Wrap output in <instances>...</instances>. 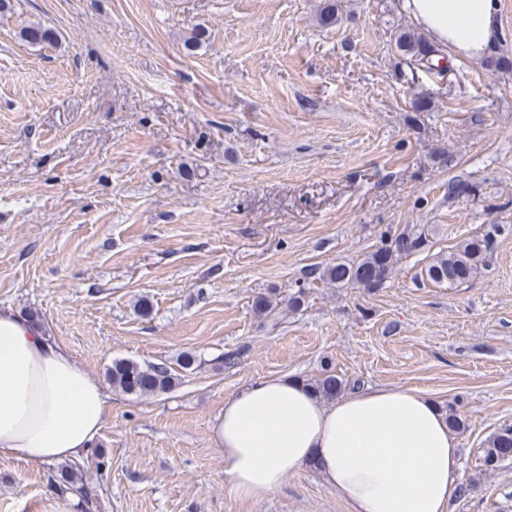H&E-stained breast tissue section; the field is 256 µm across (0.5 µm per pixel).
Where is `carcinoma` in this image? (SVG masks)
<instances>
[{"mask_svg":"<svg viewBox=\"0 0 512 512\" xmlns=\"http://www.w3.org/2000/svg\"><path fill=\"white\" fill-rule=\"evenodd\" d=\"M20 37L30 44H42L53 40V33L37 24L26 27ZM397 48L409 55L417 65L431 69L439 66L445 55L438 52L419 33L401 31L396 34ZM429 229L420 226L405 228L398 234L381 236L370 252L357 262L338 261L325 267L320 278L338 288H357L374 292L395 273L399 262L420 252L427 245ZM500 226L487 224L482 233L468 237L447 253L439 254L425 267L423 276L438 286L456 288L475 277L492 254ZM106 378L112 388L127 395H157L173 390L180 375L162 364H140L129 359H115L106 370ZM308 388L321 399L331 402L337 397L361 386L359 380H347L328 368L315 378L306 381ZM512 460V426L493 433L483 449V466L494 470Z\"/></svg>","mask_w":512,"mask_h":512,"instance_id":"carcinoma-1","label":"carcinoma"}]
</instances>
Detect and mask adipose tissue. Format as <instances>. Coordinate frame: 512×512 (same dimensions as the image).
I'll use <instances>...</instances> for the list:
<instances>
[{
    "label": "adipose tissue",
    "mask_w": 512,
    "mask_h": 512,
    "mask_svg": "<svg viewBox=\"0 0 512 512\" xmlns=\"http://www.w3.org/2000/svg\"><path fill=\"white\" fill-rule=\"evenodd\" d=\"M441 50L479 62L499 35V0H400ZM109 396L66 346L0 308V459L74 461L91 448ZM224 479L260 499L315 467L350 512H448L460 457L442 406L417 388H364L324 403L301 381L261 378L209 426Z\"/></svg>",
    "instance_id": "adipose-tissue-1"
}]
</instances>
